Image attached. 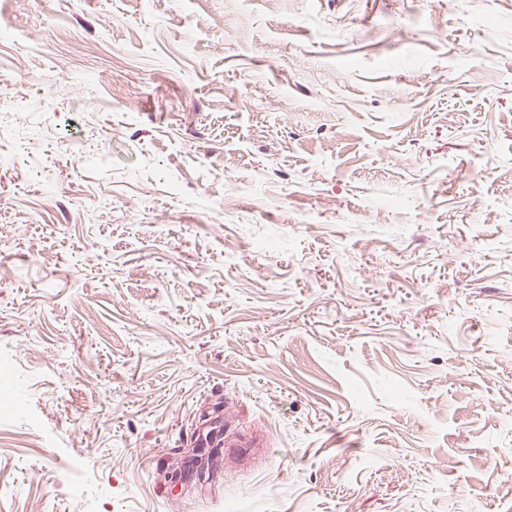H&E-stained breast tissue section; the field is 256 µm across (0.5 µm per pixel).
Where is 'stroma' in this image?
Listing matches in <instances>:
<instances>
[{
	"instance_id": "obj_1",
	"label": "stroma",
	"mask_w": 512,
	"mask_h": 512,
	"mask_svg": "<svg viewBox=\"0 0 512 512\" xmlns=\"http://www.w3.org/2000/svg\"><path fill=\"white\" fill-rule=\"evenodd\" d=\"M0 86V512H512V0H0Z\"/></svg>"
}]
</instances>
